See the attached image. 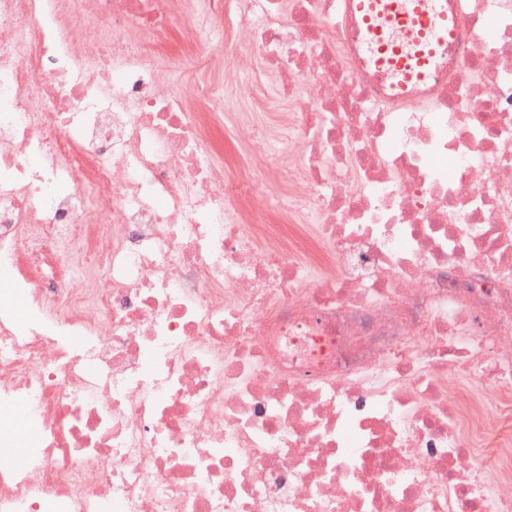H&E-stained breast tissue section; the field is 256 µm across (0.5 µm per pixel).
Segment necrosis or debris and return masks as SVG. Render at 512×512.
<instances>
[{"label": "necrosis or debris", "instance_id": "necrosis-or-debris-1", "mask_svg": "<svg viewBox=\"0 0 512 512\" xmlns=\"http://www.w3.org/2000/svg\"><path fill=\"white\" fill-rule=\"evenodd\" d=\"M379 83L345 0H236L311 88L226 166L224 0H0V512H512V0Z\"/></svg>", "mask_w": 512, "mask_h": 512}]
</instances>
